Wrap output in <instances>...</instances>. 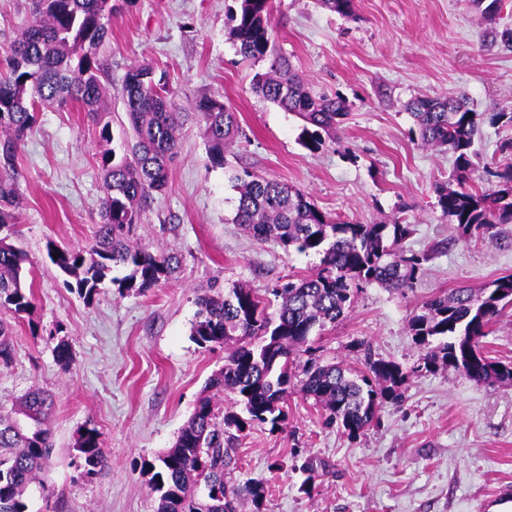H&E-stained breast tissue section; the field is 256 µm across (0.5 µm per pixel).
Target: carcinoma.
Returning <instances> with one entry per match:
<instances>
[{"mask_svg": "<svg viewBox=\"0 0 512 512\" xmlns=\"http://www.w3.org/2000/svg\"><path fill=\"white\" fill-rule=\"evenodd\" d=\"M107 2L29 0L28 21L0 67V226L16 223L21 208L17 151L42 109L77 106L100 126L101 139L111 141L109 89L101 81L98 59L112 18ZM234 2L229 39L244 58L268 64L266 71L254 75V92L304 122L299 135L304 148L322 149L349 115V104L339 95L314 92L292 71L276 47L272 0ZM318 2L341 16L353 14L354 0ZM120 94L132 135L122 136L120 149L99 155L103 196L97 234L83 249L48 247L51 262L67 277V287L87 301L106 280L126 291H146L171 279L180 264L176 251L152 254L131 239L148 199L168 184L179 112L165 78L156 77L146 63L128 69ZM194 110L203 123L210 163L224 165L240 134L236 113L212 97L197 100ZM408 110L421 144L454 157L455 187L436 188L442 215L463 236L487 243L501 240L504 227L512 224V161L500 165L497 184L490 188L471 184L470 173L480 124L505 118L512 122V115L477 112L464 94L417 97ZM235 180L234 222L257 242L321 255V268L263 294L241 284L225 295L198 297L191 336L199 345L224 348V367L209 379L208 388L217 396L233 395V406L220 418L212 398L201 399L174 445L158 456V470L148 480L155 512H238L245 500L253 512H263L264 486L248 482L230 489L224 483V471L235 464L238 434L253 424L275 429L286 423L282 403L296 377L295 357L314 329L343 319L367 285L397 291L413 287L431 259L428 253L404 248L412 234L410 224L337 222L288 184L246 170ZM26 262L22 249L0 238V310L18 317L32 308L33 292L22 282ZM116 268L129 273L114 277ZM511 305L512 274L478 289L439 293L408 323L422 351L417 366L406 370L392 360L370 359L367 370L358 371L314 356L302 368L300 392L322 408L327 423L357 437L383 404L402 401L408 377L424 369L451 368L479 384L511 382L512 366L488 356L482 344ZM10 335L0 321L2 364L12 360ZM238 405L245 415L234 411ZM53 407L50 395L33 389L20 398L14 414H0V512H28L29 487L37 483L47 490L41 475L51 455ZM76 451L84 476L104 470L107 458L97 431L81 432Z\"/></svg>", "mask_w": 512, "mask_h": 512, "instance_id": "obj_1", "label": "carcinoma"}]
</instances>
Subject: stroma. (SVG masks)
<instances>
[{"label": "stroma", "instance_id": "35a3bbf8", "mask_svg": "<svg viewBox=\"0 0 512 512\" xmlns=\"http://www.w3.org/2000/svg\"><path fill=\"white\" fill-rule=\"evenodd\" d=\"M233 0H120L99 58L112 97L111 128L126 121L119 95L128 68L146 61L168 74L183 114L169 185L141 215L136 243L175 250L181 266L145 292L104 283L92 300L68 288L48 243L79 249L100 222L106 146L100 128L77 107L41 112L17 155L21 222L13 243L29 259V314L13 320V360L0 365V411L33 387L53 393V448L47 493L32 491L29 512H154L147 464L171 448L224 350L191 337L199 296L238 284L265 291L313 274L321 257L246 236L234 224V174L249 170L308 193L329 217L353 223L405 218L408 248L433 255L426 274L399 293L377 284L359 291L336 326L313 335L326 361L361 366L365 353L403 367L419 350L408 331L433 295L480 287L512 273V224L498 244L459 235L443 217L435 187L449 182L453 156L421 146L407 103L418 96L466 93L480 112L512 113V47L496 31L512 27V0H498L487 21L474 0H354L344 17L316 0H272L277 45L318 92L339 94L349 115L318 152L302 147L303 122L257 95L261 62L242 58L227 35ZM223 99L243 135L227 166L209 162L193 104ZM476 184L512 159V124H482L474 139ZM70 346L61 366L54 348ZM404 399L351 438L324 422L313 400L292 391L288 425H254L241 435L229 485L262 484L267 512H480L486 495L512 486V383L479 385L453 370L411 376ZM96 429L108 464L93 477L76 466L79 430ZM317 468L304 493V460Z\"/></svg>", "mask_w": 512, "mask_h": 512}]
</instances>
